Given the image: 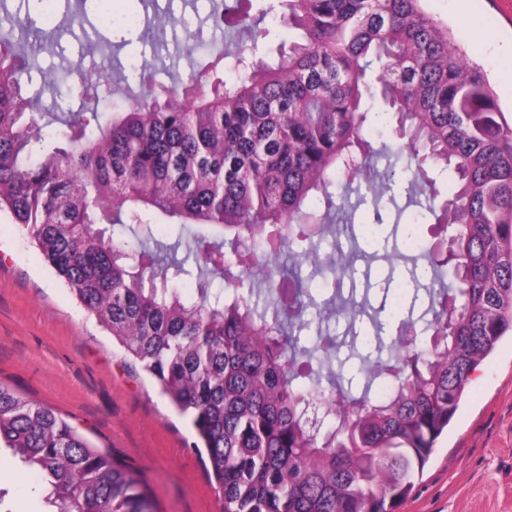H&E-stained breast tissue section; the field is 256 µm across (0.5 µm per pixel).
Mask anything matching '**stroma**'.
Returning <instances> with one entry per match:
<instances>
[{
  "label": "stroma",
  "mask_w": 512,
  "mask_h": 512,
  "mask_svg": "<svg viewBox=\"0 0 512 512\" xmlns=\"http://www.w3.org/2000/svg\"><path fill=\"white\" fill-rule=\"evenodd\" d=\"M110 25L99 0H51L40 22L63 26L83 10L111 60H98L104 79L123 87L130 61L139 58V33L154 14L171 12L196 26L211 0H112ZM447 21L467 56L512 104V0H427ZM0 382L55 408L97 447L139 471L158 512H223L205 452L194 446L189 421L162 397L140 368L130 365L70 288L47 269L26 231L0 214ZM21 467L0 451V486L9 512H42V493L17 481ZM398 512H512V334L474 375L447 432L438 440L412 497Z\"/></svg>",
  "instance_id": "obj_1"
}]
</instances>
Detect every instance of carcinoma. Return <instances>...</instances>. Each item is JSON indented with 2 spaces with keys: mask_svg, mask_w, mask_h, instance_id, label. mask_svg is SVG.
<instances>
[{
  "mask_svg": "<svg viewBox=\"0 0 512 512\" xmlns=\"http://www.w3.org/2000/svg\"><path fill=\"white\" fill-rule=\"evenodd\" d=\"M422 2L285 0L300 38L275 61L253 0L172 50L148 27L152 95L104 120L79 62L44 87L81 111L23 92L59 33L0 0V212L190 421L224 512H396L512 332V119ZM183 50L206 61L157 82ZM399 195L413 221L388 233ZM361 259L401 269L384 290L422 311L343 298ZM1 448L46 512H154L139 473L0 382Z\"/></svg>",
  "mask_w": 512,
  "mask_h": 512,
  "instance_id": "cac0c4a2",
  "label": "carcinoma"
}]
</instances>
